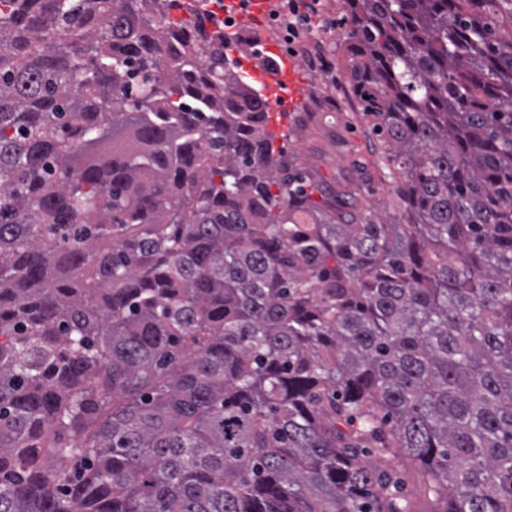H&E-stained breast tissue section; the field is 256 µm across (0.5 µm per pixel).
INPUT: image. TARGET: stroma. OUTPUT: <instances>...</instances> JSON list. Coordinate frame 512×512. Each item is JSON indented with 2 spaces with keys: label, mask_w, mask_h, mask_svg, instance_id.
<instances>
[{
  "label": "stroma",
  "mask_w": 512,
  "mask_h": 512,
  "mask_svg": "<svg viewBox=\"0 0 512 512\" xmlns=\"http://www.w3.org/2000/svg\"><path fill=\"white\" fill-rule=\"evenodd\" d=\"M303 29L319 33L318 52L331 68L323 72L303 67L301 95L270 127L274 145L305 167L314 183L335 190L352 185L364 207L386 218L394 197L378 168L375 118L360 112L348 97L344 0H320L318 14Z\"/></svg>",
  "instance_id": "1"
}]
</instances>
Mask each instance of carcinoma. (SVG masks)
Listing matches in <instances>:
<instances>
[{"instance_id":"obj_1","label":"carcinoma","mask_w":512,"mask_h":512,"mask_svg":"<svg viewBox=\"0 0 512 512\" xmlns=\"http://www.w3.org/2000/svg\"><path fill=\"white\" fill-rule=\"evenodd\" d=\"M194 2L0 0V512H512V0H345L398 221ZM390 464L397 469L406 471L408 473V491L414 494L418 500H422L423 496L420 493V487L418 482V466L410 459L402 454L398 453L390 458Z\"/></svg>"}]
</instances>
